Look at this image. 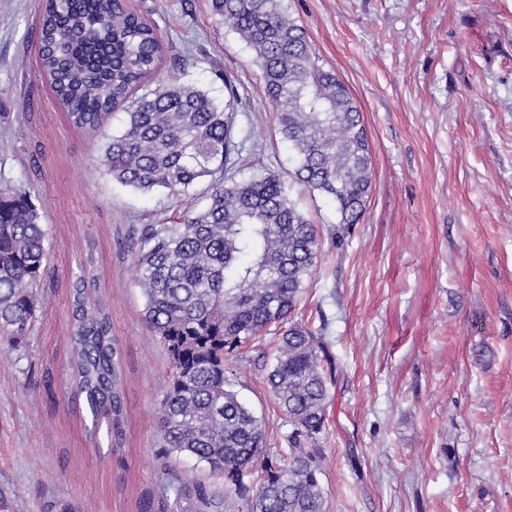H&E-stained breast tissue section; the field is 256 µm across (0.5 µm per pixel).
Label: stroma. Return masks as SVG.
Segmentation results:
<instances>
[{
  "label": "stroma",
  "mask_w": 512,
  "mask_h": 512,
  "mask_svg": "<svg viewBox=\"0 0 512 512\" xmlns=\"http://www.w3.org/2000/svg\"><path fill=\"white\" fill-rule=\"evenodd\" d=\"M45 0H0V184L29 192L47 231L43 301L25 337L0 339V512H184L158 492L203 466L156 446L164 348L143 321L129 225L202 208L121 186L100 150L124 122L72 125L40 70ZM179 82L239 102L245 180L278 173L321 252L293 322L325 337L339 368L320 435L329 512H512V0H284L324 69L363 115L373 182L360 223L300 185L252 53L212 0H127ZM93 255L126 376V440L93 445L67 336L79 261ZM269 334L225 355L230 387L262 419L266 450L291 426L266 384Z\"/></svg>",
  "instance_id": "obj_1"
}]
</instances>
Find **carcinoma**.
I'll use <instances>...</instances> for the list:
<instances>
[{
    "label": "carcinoma",
    "mask_w": 512,
    "mask_h": 512,
    "mask_svg": "<svg viewBox=\"0 0 512 512\" xmlns=\"http://www.w3.org/2000/svg\"><path fill=\"white\" fill-rule=\"evenodd\" d=\"M252 51L278 133L291 145L296 178L336 203L341 224H358L370 194L372 153L361 112L319 57L283 0H212ZM41 67L72 124L98 131L125 107L123 130L101 161L139 191L185 192L210 178V203L176 224L128 228L144 321L168 354L169 384L157 401V443L204 464L216 486L196 484L194 512H327L319 434L337 363L320 333L289 322L317 267L316 226L266 171L244 182L224 174L243 161L234 141L236 87L220 104L160 76L165 48L155 25L124 0H47ZM46 229L26 192L0 185V333L25 335L47 272ZM87 256L73 288L74 385L93 422L125 443V375L119 340ZM279 326L267 384L288 417L287 461L263 452L262 421L227 389L224 355ZM261 472L258 488L247 481Z\"/></svg>",
    "instance_id": "obj_1"
}]
</instances>
